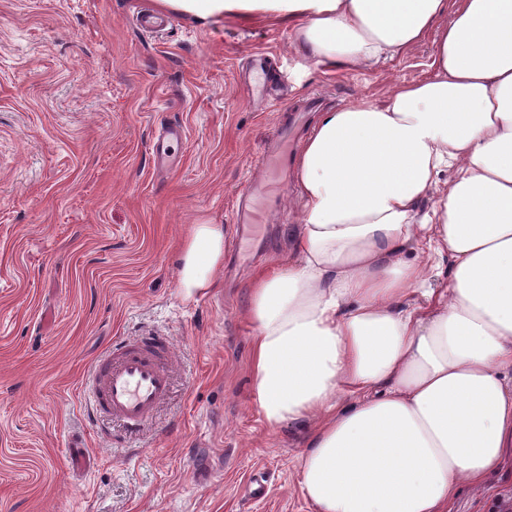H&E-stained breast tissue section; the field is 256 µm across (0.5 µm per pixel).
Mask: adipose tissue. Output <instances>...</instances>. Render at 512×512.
I'll return each mask as SVG.
<instances>
[{"label": "adipose tissue", "mask_w": 512, "mask_h": 512, "mask_svg": "<svg viewBox=\"0 0 512 512\" xmlns=\"http://www.w3.org/2000/svg\"><path fill=\"white\" fill-rule=\"evenodd\" d=\"M208 24L287 25L325 70L434 37V75L322 113L295 163L288 260L250 284L251 398L310 423L317 512H447L512 449V0H156ZM431 207L423 202L432 192ZM223 225L175 254L191 299L224 264ZM428 251L449 261L447 287Z\"/></svg>", "instance_id": "ef3b65f1"}]
</instances>
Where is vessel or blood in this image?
Masks as SVG:
<instances>
[{"label":"vessel or blood","instance_id":"b4317fda","mask_svg":"<svg viewBox=\"0 0 512 512\" xmlns=\"http://www.w3.org/2000/svg\"><path fill=\"white\" fill-rule=\"evenodd\" d=\"M266 211L254 194L242 200L238 221L261 224ZM170 342L153 336L121 340L95 361L85 383L94 416H109L130 430L149 421L171 387Z\"/></svg>","mask_w":512,"mask_h":512}]
</instances>
